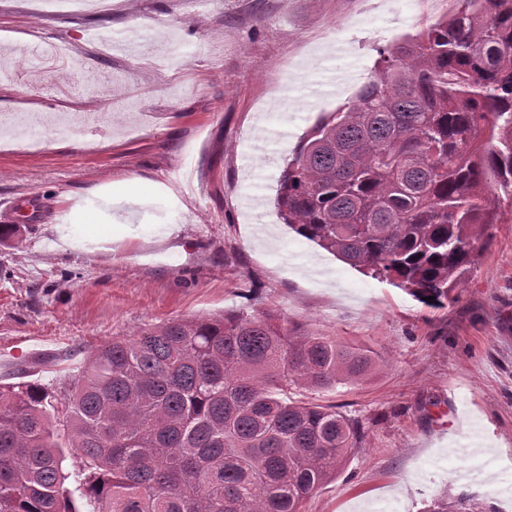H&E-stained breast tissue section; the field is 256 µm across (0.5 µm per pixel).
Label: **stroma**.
I'll list each match as a JSON object with an SVG mask.
<instances>
[{"instance_id":"1","label":"stroma","mask_w":512,"mask_h":512,"mask_svg":"<svg viewBox=\"0 0 512 512\" xmlns=\"http://www.w3.org/2000/svg\"><path fill=\"white\" fill-rule=\"evenodd\" d=\"M451 0H110L47 14L0 0V114L54 112L82 133L0 141V381L33 372L68 387L87 353L168 319L268 310L289 328L370 347L380 370L319 393L364 436L304 512H421L476 494L512 512V199L477 241L463 288L441 306L343 263L274 205L302 135L367 82L378 47L447 15ZM144 28L131 48L99 34ZM68 46L33 70L31 46ZM137 109H128V102ZM126 227L94 253L61 251L58 224L105 183ZM178 225L163 237L161 227ZM494 449L467 454L474 439Z\"/></svg>"}]
</instances>
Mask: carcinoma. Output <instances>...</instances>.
<instances>
[{
  "mask_svg": "<svg viewBox=\"0 0 512 512\" xmlns=\"http://www.w3.org/2000/svg\"><path fill=\"white\" fill-rule=\"evenodd\" d=\"M378 49L354 101L306 131L281 218L351 267L443 304L512 199V0H455ZM378 371L356 342L278 315L174 319L91 351L59 395L0 383V512H302L362 438L358 420L292 392ZM423 512H482L436 495Z\"/></svg>",
  "mask_w": 512,
  "mask_h": 512,
  "instance_id": "carcinoma-1",
  "label": "carcinoma"
}]
</instances>
